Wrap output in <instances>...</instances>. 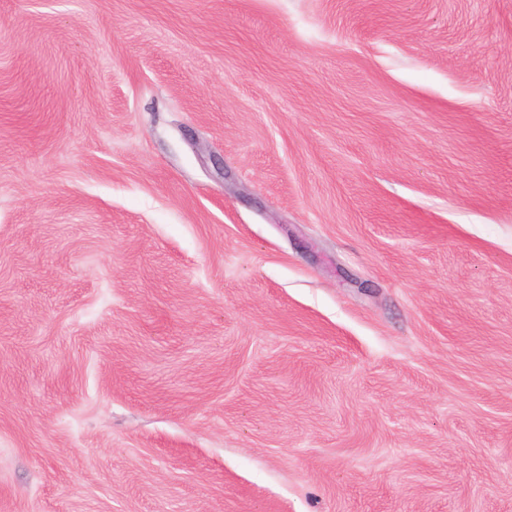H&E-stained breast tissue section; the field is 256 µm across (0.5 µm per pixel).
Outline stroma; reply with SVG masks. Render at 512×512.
Returning a JSON list of instances; mask_svg holds the SVG:
<instances>
[{"label": "stroma", "mask_w": 512, "mask_h": 512, "mask_svg": "<svg viewBox=\"0 0 512 512\" xmlns=\"http://www.w3.org/2000/svg\"><path fill=\"white\" fill-rule=\"evenodd\" d=\"M0 512H512V0H0Z\"/></svg>", "instance_id": "stroma-1"}]
</instances>
